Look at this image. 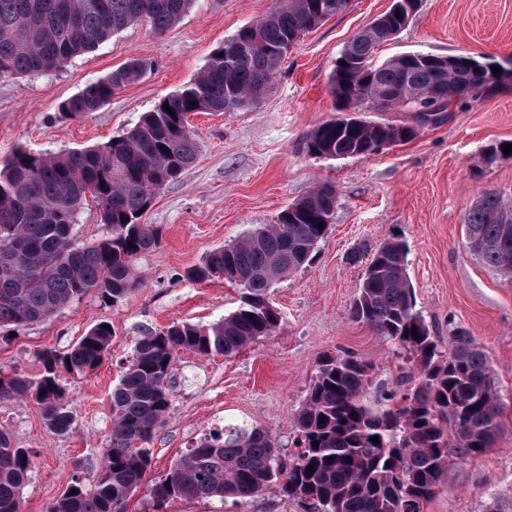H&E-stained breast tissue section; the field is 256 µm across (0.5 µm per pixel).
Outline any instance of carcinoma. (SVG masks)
<instances>
[{
	"label": "carcinoma",
	"mask_w": 512,
	"mask_h": 512,
	"mask_svg": "<svg viewBox=\"0 0 512 512\" xmlns=\"http://www.w3.org/2000/svg\"><path fill=\"white\" fill-rule=\"evenodd\" d=\"M192 2L0 0V79L57 70L139 21L161 34L184 18ZM348 3L282 0L277 11L217 46L188 85L123 134L58 154L18 148L1 162L0 329L24 330L90 294L115 304L143 287L136 261L160 247L162 230L143 223L142 213L197 158L187 116L259 99L288 51ZM401 27L389 11L378 16L343 48L330 82L333 92L347 90L359 107L412 112L413 123L329 119L303 137L307 155L367 158L381 141L414 139L423 125L413 99L417 91L437 89L447 105L495 91L488 68L473 65L471 58L447 64L440 56L413 52L377 61V46L394 39ZM151 67L143 58L129 60L62 102L60 113L79 118L98 111ZM89 199L111 232L81 244L73 225ZM336 206V190L318 185L281 211L276 223L212 250L190 270L199 282L233 283L239 306L214 323L173 322L136 341L112 390L109 448L94 487L75 478L47 512H126L127 498L150 467L154 433L170 413L169 378L178 353L234 356L274 333L282 316L270 290L314 259ZM492 213L511 215L512 201L492 191L470 209V249L488 268L511 278L512 262L502 257L503 225L489 219ZM407 255L399 239L377 246L352 303L355 320L409 355L411 367L396 386L372 385V367L353 355L325 357L293 415L298 451L288 462L278 456L266 428L210 433L150 485L155 512L176 499L240 503L270 491L296 502L301 512H423L447 470L494 445L501 397L487 353L462 331L448 337V353L440 351L416 310ZM113 338L112 327L100 323L64 351L43 350L35 378L1 372L0 399H31L52 430L69 433L74 419L59 372L95 370L111 355ZM373 436L379 441H370ZM31 467L28 450L0 430V512H22Z\"/></svg>",
	"instance_id": "carcinoma-1"
}]
</instances>
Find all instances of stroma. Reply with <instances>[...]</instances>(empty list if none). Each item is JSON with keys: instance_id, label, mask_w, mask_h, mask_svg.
<instances>
[{"instance_id": "35a3bbf8", "label": "stroma", "mask_w": 512, "mask_h": 512, "mask_svg": "<svg viewBox=\"0 0 512 512\" xmlns=\"http://www.w3.org/2000/svg\"><path fill=\"white\" fill-rule=\"evenodd\" d=\"M279 5L194 0L165 33L141 22L61 69L0 80V161L18 148L61 153L122 134L187 85L216 46ZM391 5L350 0L303 36L256 103L189 115L198 157L143 216L164 230L162 245L137 262L143 288L113 305L87 296L14 336L0 331V371L30 377L41 369V351L66 349L102 322L115 332L112 355L100 368L62 376L74 416L68 434L55 433L34 401L0 400V430L28 449L32 461L23 512H46L73 477L88 485L96 480L109 446L112 390L142 332L182 321L207 325L238 307L235 286L221 278L197 282L189 271L211 250L274 223L288 204L322 183L336 189L333 224L316 259L272 288L280 328L232 357L179 353L169 382L173 403L153 436L148 480L166 475L196 438L228 424L267 428L281 457L294 453L292 415L325 355L352 354L372 366L374 381L395 384L405 357L352 318L363 265L348 260L358 245L372 249L394 237L407 245L416 307L433 336L444 342L454 329L474 336L488 354L503 406L495 446L452 467L424 512H485L491 494L512 495V279L469 250L466 228L469 210L485 192L512 199V157L489 166L482 161L488 146L512 140V84L471 103H452L444 124L367 158L314 159L301 147L308 131L339 114L330 83L339 53ZM407 52L465 55L489 65L512 57V0H420L406 28L377 56ZM132 58L153 61V70L97 112L80 119L60 114L62 101ZM164 512L298 508L266 493L237 504L174 500Z\"/></svg>"}]
</instances>
